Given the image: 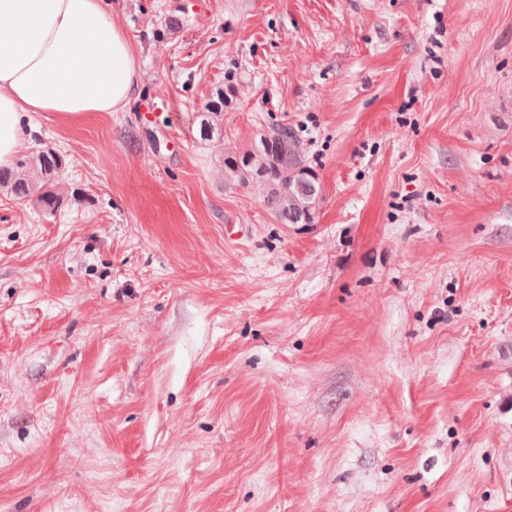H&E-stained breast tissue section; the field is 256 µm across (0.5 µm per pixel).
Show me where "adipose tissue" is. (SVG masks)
<instances>
[{
  "label": "adipose tissue",
  "mask_w": 512,
  "mask_h": 512,
  "mask_svg": "<svg viewBox=\"0 0 512 512\" xmlns=\"http://www.w3.org/2000/svg\"><path fill=\"white\" fill-rule=\"evenodd\" d=\"M109 0H0V168L27 148L33 115L74 122L126 108L139 80Z\"/></svg>",
  "instance_id": "obj_1"
}]
</instances>
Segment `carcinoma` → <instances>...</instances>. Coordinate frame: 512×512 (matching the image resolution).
Segmentation results:
<instances>
[{"instance_id": "1", "label": "carcinoma", "mask_w": 512, "mask_h": 512, "mask_svg": "<svg viewBox=\"0 0 512 512\" xmlns=\"http://www.w3.org/2000/svg\"><path fill=\"white\" fill-rule=\"evenodd\" d=\"M224 112V91L207 105L200 125L201 136L208 138L218 130V121ZM264 140L273 150L264 154L260 170L268 173L272 185L266 204L278 221L283 224H311L321 199V189L314 171L305 164L300 141L288 127L272 129ZM42 182L35 184L27 178V162L20 160L16 169H0V187L10 191L18 200L33 198L46 211L58 207L59 199L53 190V180L62 166V159L53 151L37 156Z\"/></svg>"}]
</instances>
